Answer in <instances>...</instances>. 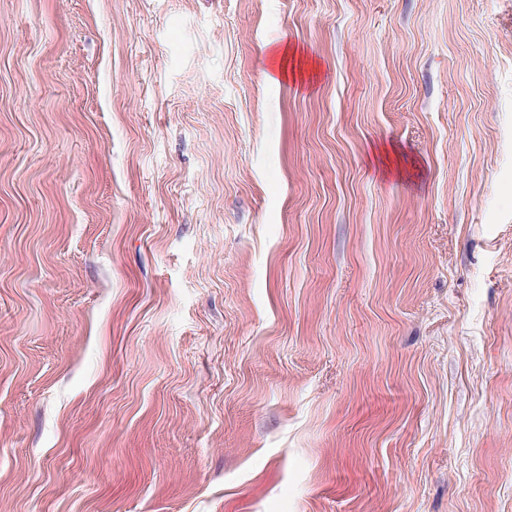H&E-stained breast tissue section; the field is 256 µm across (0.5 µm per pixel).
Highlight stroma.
Wrapping results in <instances>:
<instances>
[{
	"instance_id": "obj_1",
	"label": "stroma",
	"mask_w": 512,
	"mask_h": 512,
	"mask_svg": "<svg viewBox=\"0 0 512 512\" xmlns=\"http://www.w3.org/2000/svg\"><path fill=\"white\" fill-rule=\"evenodd\" d=\"M0 512H512V0H0Z\"/></svg>"
}]
</instances>
